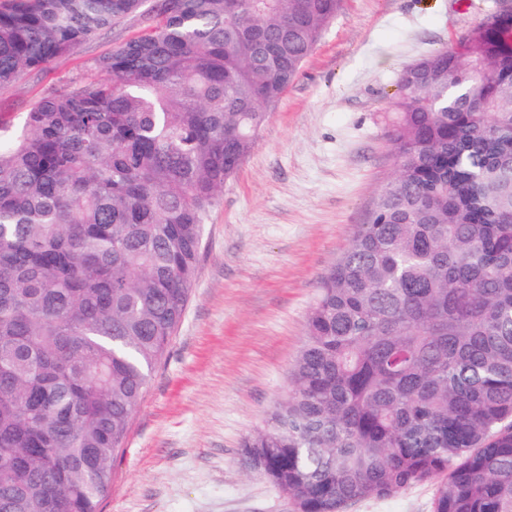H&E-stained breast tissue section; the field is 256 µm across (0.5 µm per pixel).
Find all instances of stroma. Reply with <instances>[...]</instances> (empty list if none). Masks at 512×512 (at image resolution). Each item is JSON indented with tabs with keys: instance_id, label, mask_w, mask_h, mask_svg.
Segmentation results:
<instances>
[{
	"instance_id": "stroma-1",
	"label": "stroma",
	"mask_w": 512,
	"mask_h": 512,
	"mask_svg": "<svg viewBox=\"0 0 512 512\" xmlns=\"http://www.w3.org/2000/svg\"><path fill=\"white\" fill-rule=\"evenodd\" d=\"M153 0L42 69L0 87L25 112L144 33ZM512 0H345L204 226L199 272L165 358L115 458L100 512H297L241 457L288 391L321 276L394 170L389 119L403 70ZM436 486L346 512H432Z\"/></svg>"
}]
</instances>
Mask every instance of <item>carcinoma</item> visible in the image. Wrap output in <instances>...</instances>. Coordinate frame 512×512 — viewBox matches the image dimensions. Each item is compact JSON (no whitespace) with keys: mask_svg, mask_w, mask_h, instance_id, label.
<instances>
[{"mask_svg":"<svg viewBox=\"0 0 512 512\" xmlns=\"http://www.w3.org/2000/svg\"><path fill=\"white\" fill-rule=\"evenodd\" d=\"M142 0H0V86ZM342 0H155L104 77L0 113V512H99L208 214ZM396 170L242 443L299 512L435 481L512 512V12L410 65Z\"/></svg>","mask_w":512,"mask_h":512,"instance_id":"cac0c4a2","label":"carcinoma"}]
</instances>
